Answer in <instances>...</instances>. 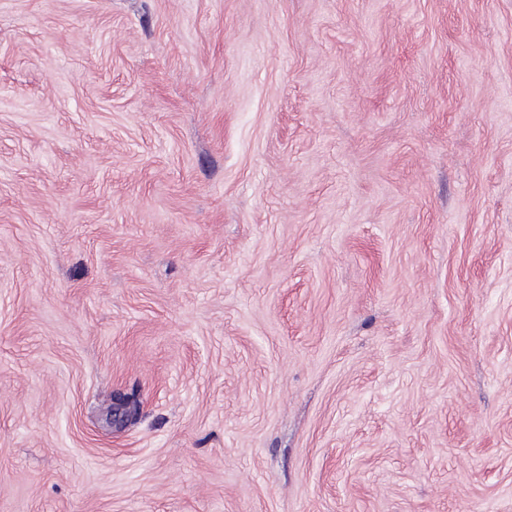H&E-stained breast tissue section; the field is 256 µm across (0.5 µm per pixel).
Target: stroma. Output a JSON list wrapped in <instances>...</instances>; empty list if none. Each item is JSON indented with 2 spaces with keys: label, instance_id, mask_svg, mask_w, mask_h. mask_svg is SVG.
<instances>
[{
  "label": "stroma",
  "instance_id": "stroma-1",
  "mask_svg": "<svg viewBox=\"0 0 512 512\" xmlns=\"http://www.w3.org/2000/svg\"><path fill=\"white\" fill-rule=\"evenodd\" d=\"M0 512H512V0H0Z\"/></svg>",
  "mask_w": 512,
  "mask_h": 512
}]
</instances>
